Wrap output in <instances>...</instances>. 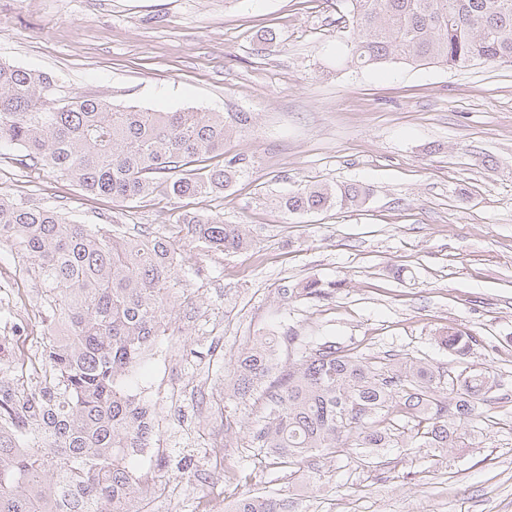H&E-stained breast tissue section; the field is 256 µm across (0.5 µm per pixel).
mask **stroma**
<instances>
[{"label":"stroma","instance_id":"stroma-1","mask_svg":"<svg viewBox=\"0 0 512 512\" xmlns=\"http://www.w3.org/2000/svg\"><path fill=\"white\" fill-rule=\"evenodd\" d=\"M345 0H0V61L48 73L52 100L249 112L224 146L249 173L212 197L117 203L23 168L0 144V193L65 207L81 224L106 218L129 233L174 237L196 296L176 336L160 337L134 389L156 415L165 493L149 512H193L181 477L213 463L223 410L251 423L264 402L227 399L224 381L252 336L290 329L305 344L336 341L372 361L394 353L440 371L490 368L481 423L458 448H378L316 460L320 483L272 459L225 480L214 512L242 494L280 493L299 512H512V63L347 66ZM367 186L354 209L290 215L277 195L317 183ZM248 225L246 253L186 239L183 208ZM335 283L321 299L282 290ZM39 284L0 244V369L30 382L44 328ZM456 326L478 342L461 356L438 345Z\"/></svg>","mask_w":512,"mask_h":512}]
</instances>
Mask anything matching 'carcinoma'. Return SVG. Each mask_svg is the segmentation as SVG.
I'll use <instances>...</instances> for the list:
<instances>
[{"label": "carcinoma", "instance_id": "cac0c4a2", "mask_svg": "<svg viewBox=\"0 0 512 512\" xmlns=\"http://www.w3.org/2000/svg\"><path fill=\"white\" fill-rule=\"evenodd\" d=\"M352 38L346 64L465 67L512 62V0H349ZM47 74L0 61V143L23 150L20 163L50 169L84 192L118 202L165 195H217L248 172L224 158V143L250 124L249 112H160L74 96L50 107ZM369 190L349 183L300 188L277 200L290 214L365 204ZM176 223L209 249L253 246L245 224L186 210ZM0 243L28 262L48 312L43 374L34 386L0 376V512H148L158 476L130 466L154 434L147 408L131 394L146 351L174 335L176 301L193 308L171 238H136L122 224H79L58 208L0 195ZM334 284L309 280L283 289L326 297ZM473 334L447 327L438 343L467 354ZM298 355L265 391V414L249 429L245 470L257 454L293 475L312 457L340 448H391L397 427L412 422L415 448H455L458 424L480 417L490 372L462 368L442 380L427 362L388 355L368 362L336 341L314 347L290 331L255 337L234 358L233 396L243 402L268 382L278 349ZM288 498L243 495L230 512H291Z\"/></svg>", "mask_w": 512, "mask_h": 512}]
</instances>
